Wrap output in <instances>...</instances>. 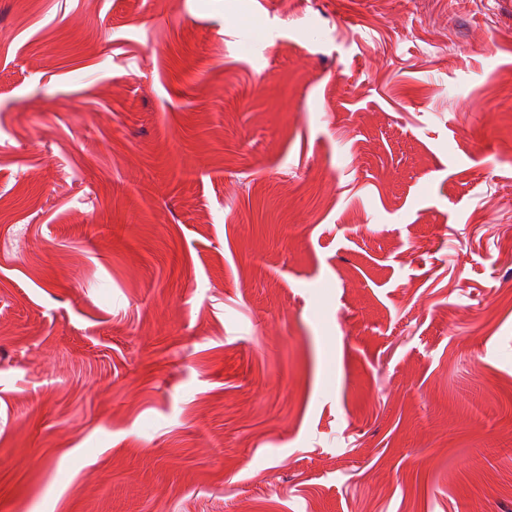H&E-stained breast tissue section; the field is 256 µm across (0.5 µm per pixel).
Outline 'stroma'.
Wrapping results in <instances>:
<instances>
[{
	"mask_svg": "<svg viewBox=\"0 0 512 512\" xmlns=\"http://www.w3.org/2000/svg\"><path fill=\"white\" fill-rule=\"evenodd\" d=\"M512 0H0V512H512Z\"/></svg>",
	"mask_w": 512,
	"mask_h": 512,
	"instance_id": "1",
	"label": "stroma"
}]
</instances>
